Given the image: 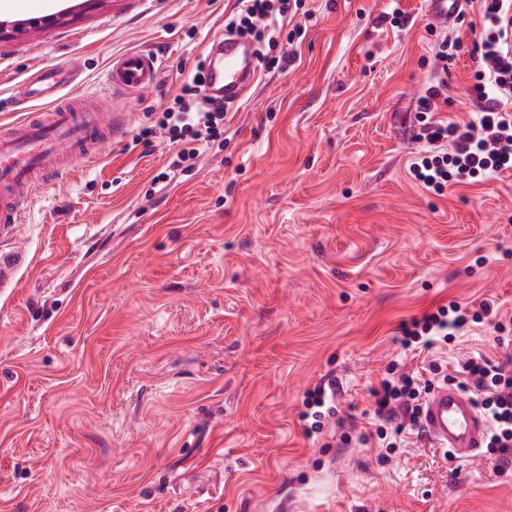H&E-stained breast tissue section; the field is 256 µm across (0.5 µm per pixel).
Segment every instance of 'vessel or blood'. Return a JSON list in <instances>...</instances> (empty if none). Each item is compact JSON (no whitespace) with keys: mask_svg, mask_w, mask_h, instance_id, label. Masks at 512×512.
Returning a JSON list of instances; mask_svg holds the SVG:
<instances>
[{"mask_svg":"<svg viewBox=\"0 0 512 512\" xmlns=\"http://www.w3.org/2000/svg\"><path fill=\"white\" fill-rule=\"evenodd\" d=\"M157 71L156 56L129 51L113 61L107 83L112 93L138 96L154 88ZM205 76L211 91L230 102L240 100L257 76L251 44L238 37L213 42ZM76 80V71L55 65L40 68L30 82L29 96L50 100V107L0 131L1 239L21 223L30 189L56 179L75 158L95 157L97 135L108 131L116 140L125 136V121L87 103L73 88ZM420 421L427 438L464 464L478 457L487 440L488 421L474 397L448 383L431 389L421 405Z\"/></svg>","mask_w":512,"mask_h":512,"instance_id":"obj_1","label":"vessel or blood"}]
</instances>
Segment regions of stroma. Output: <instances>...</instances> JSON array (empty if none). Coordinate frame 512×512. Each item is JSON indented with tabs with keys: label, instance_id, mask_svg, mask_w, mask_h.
I'll use <instances>...</instances> for the list:
<instances>
[{
	"label": "stroma",
	"instance_id": "obj_1",
	"mask_svg": "<svg viewBox=\"0 0 512 512\" xmlns=\"http://www.w3.org/2000/svg\"><path fill=\"white\" fill-rule=\"evenodd\" d=\"M235 0H44L60 24L0 42V128L28 77L156 53L146 95L118 98L128 137L34 187L0 253V512H512V469L461 464L427 440L382 459L371 396L401 354V322L494 301L512 329V170L424 189L409 174L417 104L471 121L477 7L438 27L427 0H301L306 32L279 41L224 140L165 175L179 146L132 139L172 102ZM405 19L391 25L392 9ZM460 35L448 67L438 41ZM491 324L449 341L512 359ZM336 379L340 419L307 436V389Z\"/></svg>",
	"mask_w": 512,
	"mask_h": 512
}]
</instances>
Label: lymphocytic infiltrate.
Wrapping results in <instances>:
<instances>
[{"label":"lymphocytic infiltrate","instance_id":"lymphocytic-infiltrate-1","mask_svg":"<svg viewBox=\"0 0 512 512\" xmlns=\"http://www.w3.org/2000/svg\"><path fill=\"white\" fill-rule=\"evenodd\" d=\"M293 0H236V12L226 23L230 34L250 36L258 46L264 68L279 66L272 55L281 34L289 38L302 35L301 26L286 29ZM476 65L473 73V101L479 114L469 122L430 120L440 96L438 87H430L420 98L418 109L426 115L417 136L422 147L411 164L413 178L425 187L443 192L448 184H468L472 179L489 180L512 170V0H481L479 31L470 50ZM229 104L205 92L202 71L184 79L172 106L158 117L155 126L142 129L137 138L147 142L157 131H165L181 148L171 167L190 170L201 151L224 135ZM493 304L482 302L479 311L468 312L449 303L422 317L401 323L400 343L406 350L431 351L448 342L470 324L494 317ZM430 376L403 373L387 374L372 394L380 423L375 428L382 447L398 448L403 433L420 434L419 411L431 376L441 374L437 361L428 365ZM461 388L471 391L489 423L486 448L500 469L512 467V364L495 363L473 357L460 369ZM336 384L328 382L309 390L304 399L302 419L308 420V434L321 432L325 422L336 414Z\"/></svg>","mask_w":512,"mask_h":512}]
</instances>
